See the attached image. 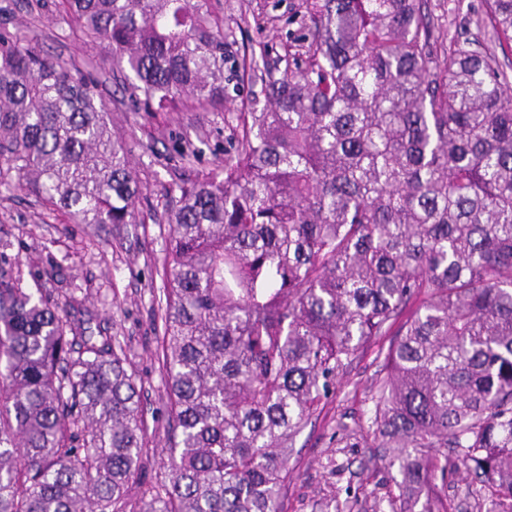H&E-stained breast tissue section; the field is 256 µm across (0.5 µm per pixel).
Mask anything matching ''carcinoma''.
I'll return each instance as SVG.
<instances>
[{
    "label": "carcinoma",
    "mask_w": 512,
    "mask_h": 512,
    "mask_svg": "<svg viewBox=\"0 0 512 512\" xmlns=\"http://www.w3.org/2000/svg\"><path fill=\"white\" fill-rule=\"evenodd\" d=\"M130 96L224 108L260 70L209 0H61ZM304 64L264 80L234 156L169 191L159 295L165 478L123 348L24 281L0 237V512H282L296 437L396 331L371 424L399 505L448 468L512 512V0L475 38L426 0H312ZM96 75L0 29V171L75 224H134L141 187Z\"/></svg>",
    "instance_id": "1"
}]
</instances>
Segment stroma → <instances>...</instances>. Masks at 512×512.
Masks as SVG:
<instances>
[{
    "instance_id": "stroma-1",
    "label": "stroma",
    "mask_w": 512,
    "mask_h": 512,
    "mask_svg": "<svg viewBox=\"0 0 512 512\" xmlns=\"http://www.w3.org/2000/svg\"><path fill=\"white\" fill-rule=\"evenodd\" d=\"M435 33L447 40L485 15L486 0H429ZM236 49L264 46L273 74L286 67V53L305 60L311 41L307 0H211ZM60 0H0V26L78 65L93 62L99 93L113 130L131 152L143 188L136 223L74 224L24 189L0 194V236L13 243L27 284L82 300L108 335L126 346L128 369L141 391L148 455L133 494L141 496L164 475L161 448L167 434L165 370L157 296L168 234L169 187L212 171L235 151L239 115L248 100H263L262 83L245 81L241 95L223 110L177 106L160 112L135 110L124 93L108 51L86 45L75 25L60 19ZM391 337L373 339L344 370L336 391L319 405L295 440L292 475L283 490V512H390L398 494L397 467L373 446L370 417L384 353Z\"/></svg>"
}]
</instances>
